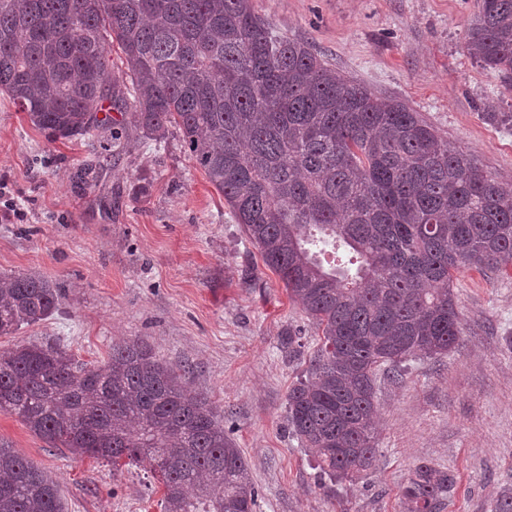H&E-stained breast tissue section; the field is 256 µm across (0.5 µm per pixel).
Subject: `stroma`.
<instances>
[{"instance_id": "35a3bbf8", "label": "stroma", "mask_w": 512, "mask_h": 512, "mask_svg": "<svg viewBox=\"0 0 512 512\" xmlns=\"http://www.w3.org/2000/svg\"><path fill=\"white\" fill-rule=\"evenodd\" d=\"M478 0H253L281 35L308 41L333 67L420 112L485 174L512 185V88L465 49ZM119 139L49 140L0 93V184L27 217L0 223V274L56 283L57 314L0 336V351L57 343L83 362L145 341L208 395L250 469L257 512H407L418 465L454 482L439 512H493L512 489V269L454 274L463 333L448 355L417 356L400 380L379 372L374 469L322 484L316 456L288 428L289 388L319 335L186 153L125 126ZM301 334L296 351L282 338ZM0 439L46 471L67 512H160L142 466L54 448L0 413Z\"/></svg>"}]
</instances>
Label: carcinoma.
<instances>
[{
  "label": "carcinoma",
  "mask_w": 512,
  "mask_h": 512,
  "mask_svg": "<svg viewBox=\"0 0 512 512\" xmlns=\"http://www.w3.org/2000/svg\"><path fill=\"white\" fill-rule=\"evenodd\" d=\"M466 49L512 87V0H480ZM0 91L51 140L95 139L104 100L147 139L179 134L321 332L288 390V426L332 482L373 466L377 372L396 378L409 358L458 344L453 273L512 265V186L402 101L277 34L251 0H0ZM326 246L353 257L325 261ZM60 305L48 280L0 275V336ZM0 412L117 470L147 464L161 512H256L213 403L140 339L112 345L102 366L50 343L0 351ZM452 484L417 467L409 512H436ZM0 512H65L58 483L3 441Z\"/></svg>",
  "instance_id": "1"
}]
</instances>
